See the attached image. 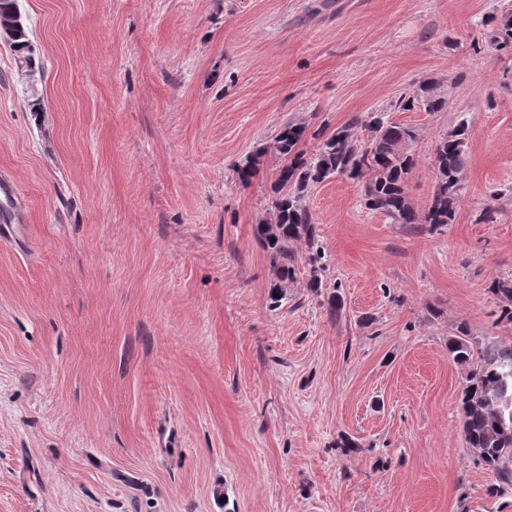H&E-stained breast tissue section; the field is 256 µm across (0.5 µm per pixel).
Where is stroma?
Returning a JSON list of instances; mask_svg holds the SVG:
<instances>
[{"label":"stroma","instance_id":"obj_1","mask_svg":"<svg viewBox=\"0 0 512 512\" xmlns=\"http://www.w3.org/2000/svg\"><path fill=\"white\" fill-rule=\"evenodd\" d=\"M18 4L41 109L0 43V225L23 227L0 238V512H512L448 353L460 325L512 349V47L483 25L512 0ZM426 81L442 111L412 102ZM369 112L415 130L421 214L467 118L455 219L397 224L329 178L306 196L325 286L295 241L274 304L273 139Z\"/></svg>","mask_w":512,"mask_h":512}]
</instances>
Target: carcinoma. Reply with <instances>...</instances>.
<instances>
[{
  "label": "carcinoma",
  "instance_id": "carcinoma-1",
  "mask_svg": "<svg viewBox=\"0 0 512 512\" xmlns=\"http://www.w3.org/2000/svg\"><path fill=\"white\" fill-rule=\"evenodd\" d=\"M490 22L495 24L491 38L495 46L512 47V12L493 16ZM22 42L24 46L19 47L11 40L9 48L17 67L34 75L35 47L26 36ZM416 99L423 101L429 112H439L446 105L445 100L433 95L430 83L419 87ZM356 122L370 132V139L362 142L346 129L328 136L321 130L313 134L321 138V143L311 154L303 148L308 133L302 123L289 122L274 137L273 147L285 160L277 179L280 195L275 203V221L256 225L254 235L267 250L276 274L277 297L273 298L276 303L285 299L283 284L293 280L296 274L291 244L297 239H305L311 252L308 288L316 294L324 288V251L318 243L305 198L312 186L332 176L358 179L370 175L364 184L365 206L398 224L439 228L454 221L463 191L461 176L468 165L467 121L461 120L435 146L432 200L421 218L407 195L406 180L415 164L414 154L399 148L403 141H415V130L388 122L382 113L370 112ZM492 291L507 304L502 316L512 321V282L497 281L492 284ZM448 351L457 364L469 368L462 396L465 443L480 463L496 475L499 485L493 491L500 494L503 489L512 488V432L502 430L497 414L500 396L504 393L512 396V350L489 346L476 352L467 331L459 326L455 338L448 343Z\"/></svg>",
  "mask_w": 512,
  "mask_h": 512
}]
</instances>
